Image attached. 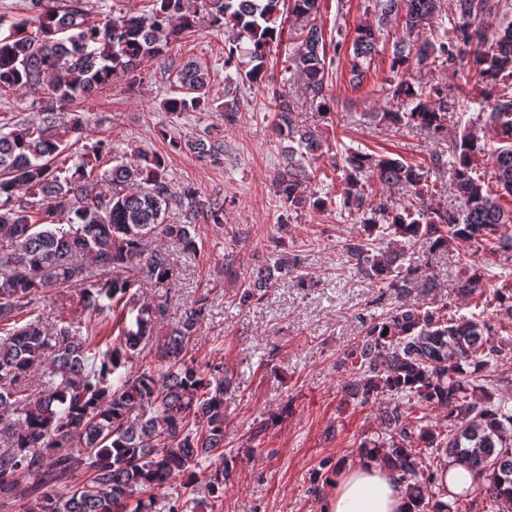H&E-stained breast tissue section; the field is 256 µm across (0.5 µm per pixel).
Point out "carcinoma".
I'll list each match as a JSON object with an SVG mask.
<instances>
[{
	"mask_svg": "<svg viewBox=\"0 0 512 512\" xmlns=\"http://www.w3.org/2000/svg\"><path fill=\"white\" fill-rule=\"evenodd\" d=\"M137 16H112L87 0H26L31 16L0 34V89H37L64 108L123 76L128 88L140 81L144 60L197 28L200 13L186 0H150ZM451 31L427 35L440 0H375L376 24L358 28L348 49L352 82L360 85L392 19L403 20L394 42L393 76L385 79L395 108L375 115L395 126H417L434 138L447 129L448 114L461 111L464 90L443 83L415 85L395 76L415 64L452 74L468 71L481 95L484 123L471 122L453 146L448 177L442 156L409 163L403 158L350 152L341 174V210L364 225L365 236L344 245L347 262L374 283L392 290L395 305L364 321V336L342 364L345 390L361 404L381 396L388 405L380 434L360 442L361 457L393 471L412 509L460 512L474 493L490 506L512 502V400H494L486 374L490 359L503 354L500 331L482 318L449 315L448 304L419 306L408 300L415 288L437 287L427 261L414 256L421 238L436 251L455 253L471 268L459 281L460 295L495 308L499 325L512 329V281L491 288L474 259L483 247L512 264V22L500 12L503 0H452ZM282 0H203L210 22L228 33L224 67L236 68L243 84L264 78L271 47L298 41L296 74L317 110L328 112L329 72L324 28L314 22L320 0H290L299 26L279 18ZM36 25L37 35L28 32ZM248 47H242L243 43ZM248 57V62L241 57ZM173 95L162 109L171 114L220 111L230 121L239 98L214 105L210 71L193 62L174 70ZM269 111L277 134L289 142L274 177L288 211H323L332 197L305 194L317 177L323 143L299 123L283 91L272 93ZM84 117L52 109L31 122L0 117V507L24 501V512H196L223 497L233 468L224 456V394L233 386L224 364L200 366L188 357L190 341L210 313L202 296L165 334L157 332L170 295L140 298V278L168 287L171 254L146 250L165 237L187 253L196 251L197 224L224 223L220 200L199 199L196 188L176 184L163 156L113 159L110 142L99 139L71 152L69 136ZM498 143L488 149L485 133ZM200 161L224 159V139L207 132L169 140ZM380 185L375 189L374 185ZM464 200L459 212L432 204L437 185ZM404 191L398 204L390 191ZM22 192L26 199L17 198ZM177 203L182 218L172 224ZM283 258L252 273L239 297L247 305L293 272ZM78 292L87 317L80 325L66 316L70 289ZM52 301L54 323L36 314ZM148 366L128 364L147 343ZM446 410V426L423 425L424 411ZM217 455L218 463L200 466ZM430 463H425L424 458ZM450 465L471 476L467 491L436 487ZM179 488L159 498L151 491ZM203 486L204 496L181 500Z\"/></svg>",
	"mask_w": 512,
	"mask_h": 512,
	"instance_id": "obj_1",
	"label": "carcinoma"
}]
</instances>
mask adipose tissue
Segmentation results:
<instances>
[{
  "mask_svg": "<svg viewBox=\"0 0 512 512\" xmlns=\"http://www.w3.org/2000/svg\"><path fill=\"white\" fill-rule=\"evenodd\" d=\"M406 498L392 472L373 461L348 465L328 512H404Z\"/></svg>",
  "mask_w": 512,
  "mask_h": 512,
  "instance_id": "adipose-tissue-1",
  "label": "adipose tissue"
}]
</instances>
